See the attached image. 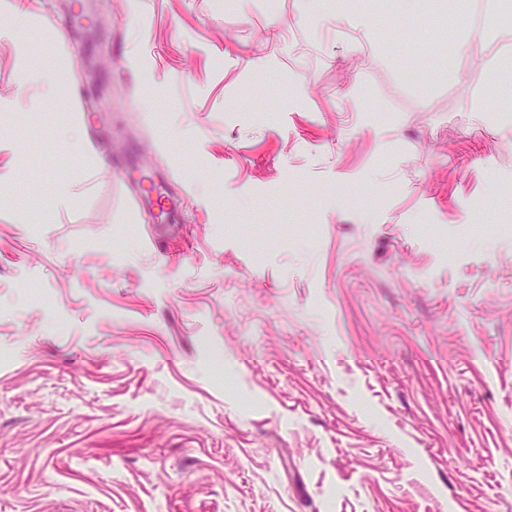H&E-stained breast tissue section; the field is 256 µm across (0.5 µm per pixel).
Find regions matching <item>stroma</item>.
Listing matches in <instances>:
<instances>
[{
  "label": "stroma",
  "mask_w": 512,
  "mask_h": 512,
  "mask_svg": "<svg viewBox=\"0 0 512 512\" xmlns=\"http://www.w3.org/2000/svg\"><path fill=\"white\" fill-rule=\"evenodd\" d=\"M476 10L0 0V512H512V0L462 45ZM126 189L128 190L130 199L135 203L138 208H142V204L146 206L150 213L156 217H160L163 214H168L178 206V199L168 194L157 191L155 199L141 195L139 198L137 195L129 191L126 183L124 182ZM158 209V213L155 209Z\"/></svg>",
  "instance_id": "stroma-1"
}]
</instances>
